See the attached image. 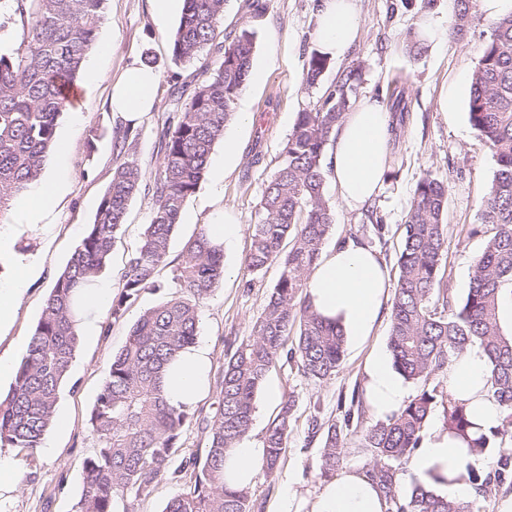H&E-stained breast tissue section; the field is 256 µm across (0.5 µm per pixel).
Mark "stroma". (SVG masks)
<instances>
[{"label":"stroma","instance_id":"stroma-1","mask_svg":"<svg viewBox=\"0 0 512 512\" xmlns=\"http://www.w3.org/2000/svg\"><path fill=\"white\" fill-rule=\"evenodd\" d=\"M355 2L359 29L355 42L344 57L330 59L319 85L308 88L302 76L317 47L314 27L319 0H268L259 15L251 12L248 0H226L225 35L246 26L255 41L251 72L242 90L252 121L245 126L235 120L225 129L239 141V159L225 169L223 180H216L217 169L224 168V145L215 144L205 178L188 200L167 260L157 270L160 290L142 293L119 323L108 324V306L89 313L90 324L78 331L79 344L62 388L58 427L35 453L0 447V457L10 460L18 471L14 489L0 495V512H73L82 490L83 462L97 446L88 416L113 353L122 348L130 327L146 309L180 294L175 271L184 243L229 210L241 224L242 235L224 253V279L201 306L197 337L208 348L211 364L207 391L193 411L197 421L214 416L224 363L251 338L282 270L277 261L258 275L245 268L251 227L262 219L260 201L266 182L281 160L297 112L319 105L326 89L350 68L361 70L359 97L377 98L386 106L391 156L383 187L367 209H346L333 179H326L325 197L333 207L335 223L323 247L328 250L347 239L360 241L376 251L389 274H396L415 187L423 177L435 178L447 189L443 282L457 300L465 299L474 260L490 233L489 227L479 223L478 212L496 169L491 150L469 122V80L494 19L485 11L483 0H472L468 31L463 39L455 40L448 35L453 0H433L429 16L437 25L438 37L414 51L409 41L421 13L420 0ZM180 16L176 9L160 21L150 0H112L78 81L82 96L60 117L58 146L45 166V177L59 182L57 199L43 223L17 226L18 242L37 255L38 266L13 322L0 328L1 356L13 354L17 339L30 337L56 278L87 224L93 222L112 170L121 160L113 146L116 128L133 126L137 133L134 157L145 176L153 177L162 157L159 137L166 118L187 103L186 84L204 79L206 70L220 60V52L213 48L193 66L175 63L171 35ZM140 65L151 66L158 75L155 106L131 118L113 111L112 84L126 68ZM450 84L458 85L461 101L454 113L439 109L441 92ZM153 207L151 195L144 191L128 206L119 238L99 277L110 296L121 291L122 272ZM389 330V320H382L364 344L346 345L336 375L321 382L300 374L290 357L295 340L286 339L268 378L281 394H294L296 407L277 471L270 477L257 476L250 489L254 512H274L289 489L310 494L319 488L323 432L330 425H343L353 389L366 386L368 359L388 349ZM197 421L182 430L179 450L153 492L118 501V512H163L170 498L189 489L197 474L193 463L204 459L207 452V436Z\"/></svg>","mask_w":512,"mask_h":512}]
</instances>
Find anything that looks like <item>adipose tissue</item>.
Returning <instances> with one entry per match:
<instances>
[{
    "mask_svg": "<svg viewBox=\"0 0 512 512\" xmlns=\"http://www.w3.org/2000/svg\"><path fill=\"white\" fill-rule=\"evenodd\" d=\"M357 37L354 0H321L316 15L315 39L321 52L340 57ZM158 77L148 67L128 68L112 87V109L135 114L154 105ZM390 134L388 114L381 102L359 100L345 112L330 141L329 163L336 191L348 210L369 206L381 190L388 169ZM12 234L0 231V252H10ZM14 255L19 274L10 287L0 289V327L13 319L26 293V282L36 261ZM389 274L385 264L368 246L348 242L331 248L314 264L306 280V295L324 318L337 322L345 336L364 343L371 336L388 297ZM210 364L206 346L195 344L183 351L169 369L165 386L172 405L192 406L204 387ZM488 362L474 345L448 368V388L468 399L474 430L486 433L499 426L502 407L486 392ZM366 394L374 414L388 419L404 403L406 390L392 370L386 354L373 356L367 365ZM266 443L253 433L245 434L224 457V482L252 487L265 464ZM464 442L437 427L425 434L412 464L414 474L427 477L442 496L465 501L472 487L452 476L470 462ZM386 502L377 485L364 471L351 468L325 480L313 494L291 492L278 512H385Z\"/></svg>",
    "mask_w": 512,
    "mask_h": 512,
    "instance_id": "obj_1",
    "label": "adipose tissue"
}]
</instances>
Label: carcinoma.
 Here are the masks:
<instances>
[{"instance_id":"carcinoma-1","label":"carcinoma","mask_w":512,"mask_h":512,"mask_svg":"<svg viewBox=\"0 0 512 512\" xmlns=\"http://www.w3.org/2000/svg\"><path fill=\"white\" fill-rule=\"evenodd\" d=\"M13 2L22 34L18 48L0 53V218L39 182L55 146L58 121L69 106L63 87L77 83L112 5V0ZM225 2L184 0L171 37L175 62L190 66L215 45ZM470 2L454 0L449 30L453 39L468 30ZM219 49V64L195 84L183 110L167 118L155 177L145 181L133 159L114 168L94 221L51 288L10 391L0 399V447L33 452L53 427L78 346L81 291L92 287L105 269L129 202L143 188L151 194L154 208L122 274V290L109 319L119 321L130 301L146 290L161 288L157 268L167 259L181 213L204 178L215 143L235 116L234 104L251 68L253 32L243 28ZM328 63V56L313 51L303 83L316 85ZM358 84V69H350L318 107L297 113L282 163L263 192V219L253 225L245 258L252 274L280 259L282 273L252 338L224 363L219 410L204 427L209 449L200 472L187 492L167 502L164 512H252L250 491L224 484V454L249 431L256 393L293 328H298L295 357L305 377L327 380L341 364L343 331L323 321L309 301L299 303L297 298L334 221L324 196L323 159ZM468 116L491 149L496 170L479 209V223L491 227V233L474 261L466 298L456 302L440 277L447 242L446 188L424 177L416 185L405 224L389 333L395 370L422 389L397 414L366 427L361 396L356 390L352 395L362 448L372 463L370 477L384 495L387 512H479L475 502L449 500L422 479L410 493L402 491L400 473L417 450L426 420L438 403L444 408L448 433L466 443L478 460L498 454L494 473L469 462L454 479L483 491L491 482L503 481L512 465L505 448L506 442H512V336L504 334L498 319L503 292L512 290V13L494 22L470 76ZM286 240L291 248L283 257ZM223 251L203 228L189 239L176 274L183 294L146 310L133 324L125 345L112 356L89 413L97 448L84 462L75 512H114L117 500L131 493L149 495L167 474L179 435L194 415L184 406L168 403L163 370L181 350L196 343L201 304L224 277ZM476 343L488 359L487 394L503 408L500 426L477 437L466 400L429 386L431 378L447 372L448 365ZM294 407L290 394L266 427L267 477L276 472L285 452ZM343 447V431L330 426L321 455L322 478L336 474Z\"/></svg>"}]
</instances>
